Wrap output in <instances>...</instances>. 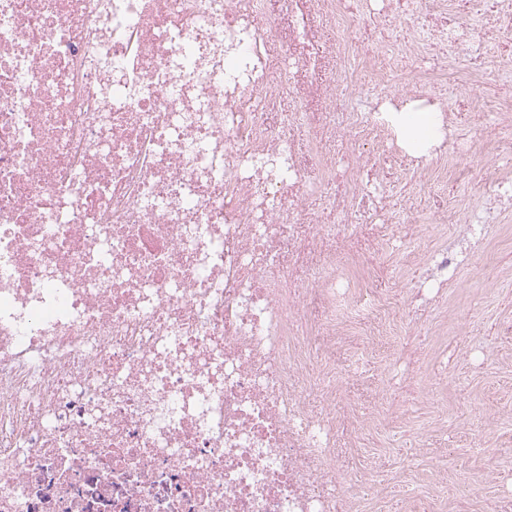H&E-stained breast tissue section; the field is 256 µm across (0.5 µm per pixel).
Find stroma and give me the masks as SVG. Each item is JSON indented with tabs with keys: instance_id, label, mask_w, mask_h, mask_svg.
Wrapping results in <instances>:
<instances>
[{
	"instance_id": "35a3bbf8",
	"label": "stroma",
	"mask_w": 512,
	"mask_h": 512,
	"mask_svg": "<svg viewBox=\"0 0 512 512\" xmlns=\"http://www.w3.org/2000/svg\"><path fill=\"white\" fill-rule=\"evenodd\" d=\"M405 25L400 15L360 25L351 63L362 91L336 81L329 94L374 111L366 96L374 66L362 52L369 29L395 39ZM464 164L470 178L443 185L437 196L408 178L392 180L386 204L393 243L382 252L360 250L350 265L356 287L384 289L406 307L405 285L414 277L407 252L430 253L442 240L430 221L438 198L474 204L489 191L490 160L474 154ZM457 259L459 278L446 301L426 305L414 322L416 342L401 325L388 346L354 336L330 357L335 411L350 421L338 431L344 449L336 471L362 486L360 512H401L407 495L426 496L439 478L446 488L438 512H498L499 479L512 476V213L498 215L483 242L463 245Z\"/></svg>"
}]
</instances>
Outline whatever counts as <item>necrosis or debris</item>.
I'll use <instances>...</instances> for the list:
<instances>
[{"label": "necrosis or debris", "instance_id": "1", "mask_svg": "<svg viewBox=\"0 0 512 512\" xmlns=\"http://www.w3.org/2000/svg\"><path fill=\"white\" fill-rule=\"evenodd\" d=\"M282 2L0 0V512H353L327 359L351 319L383 336L398 313L336 257L355 227L391 239L378 170L444 184L465 173L449 157L511 150L512 99L485 100L482 143L445 113L418 167L388 143L394 113L325 94L354 79L362 0ZM392 2L407 26L379 82L414 50L442 103L500 79L512 0ZM327 28L336 46L306 54ZM285 57L296 94L273 112ZM329 184L319 224L308 200ZM457 268L449 239L415 297L442 299Z\"/></svg>", "mask_w": 512, "mask_h": 512}]
</instances>
